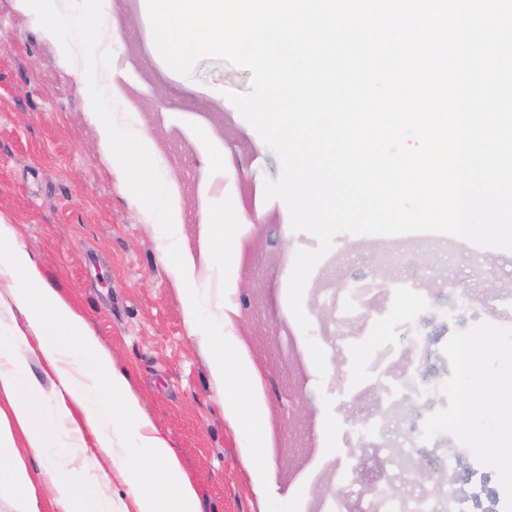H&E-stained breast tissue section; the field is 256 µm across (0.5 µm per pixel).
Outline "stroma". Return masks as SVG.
Wrapping results in <instances>:
<instances>
[{"instance_id": "stroma-1", "label": "stroma", "mask_w": 512, "mask_h": 512, "mask_svg": "<svg viewBox=\"0 0 512 512\" xmlns=\"http://www.w3.org/2000/svg\"><path fill=\"white\" fill-rule=\"evenodd\" d=\"M111 26L101 50L112 65L101 76L121 124L142 130L174 177L182 201L183 242L192 253L205 243L202 216L231 198L248 216L239 234L242 250L235 289L221 292L216 268L199 272L209 306L230 302V317L251 355L271 426L274 482L260 496L242 457L245 434L224 418L220 386L193 337L180 287L160 254V232L143 205L120 186L99 147L96 123L74 79L81 59L67 60L20 0H0V213L14 224L19 242L33 252L46 281L83 313L116 363L125 368L155 427L198 486L202 512H267L268 499L302 494V508L338 498L345 512L363 506L377 483L408 495L446 489L449 457L476 474L481 512H503L504 493L495 473L480 466L451 436L426 442L428 414L446 406L434 388L450 375L442 347L457 330L487 320L512 327V252L458 243L444 257L401 252L395 238L375 237L374 251L358 236L335 237L332 251L313 271L301 330L288 306V275L298 249L315 238L290 226L286 206L264 198V182L280 163L229 101L249 92L251 73L220 60L199 61L190 76L170 71L149 48L151 23L143 0H112ZM224 159L223 173H204V154ZM398 252L381 262L376 252ZM493 270L489 281L473 272ZM360 272L375 273L381 288L365 320L351 323L352 346L336 335L325 304L330 285ZM415 302L401 296L412 279ZM330 361L327 371L297 361L307 343ZM403 373L416 381L393 419L389 436L402 452L423 462L425 481L389 469L374 455L360 423L380 414L383 389ZM335 422V442L319 453L318 421ZM51 463L75 464L97 478L99 495L120 500L125 486L101 478L106 458L88 444L79 462L67 449Z\"/></svg>"}]
</instances>
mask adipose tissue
<instances>
[{
    "label": "adipose tissue",
    "instance_id": "ef3b65f1",
    "mask_svg": "<svg viewBox=\"0 0 512 512\" xmlns=\"http://www.w3.org/2000/svg\"><path fill=\"white\" fill-rule=\"evenodd\" d=\"M20 314L22 324L0 333V486L14 494L18 512H40L43 484L55 512H201L194 480L143 411L126 373L84 317L46 282L34 255L0 215V315ZM38 350L57 385L44 407L17 351ZM93 435L129 503L101 499L94 482H81L52 464L32 473L23 454L80 448ZM26 447H19V440Z\"/></svg>",
    "mask_w": 512,
    "mask_h": 512
}]
</instances>
